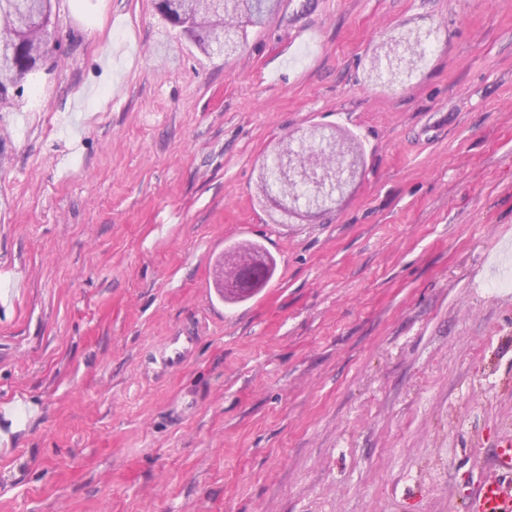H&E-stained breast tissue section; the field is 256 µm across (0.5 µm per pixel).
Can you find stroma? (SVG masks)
<instances>
[{
  "label": "stroma",
  "instance_id": "35a3bbf8",
  "mask_svg": "<svg viewBox=\"0 0 512 512\" xmlns=\"http://www.w3.org/2000/svg\"><path fill=\"white\" fill-rule=\"evenodd\" d=\"M50 47L0 104V512H463L512 441V0H281L228 59L54 0ZM316 128L359 172L292 209L263 166ZM253 242L274 283L212 312ZM197 347L198 336L194 329L175 327L157 349L154 364L160 373L180 371L194 359Z\"/></svg>",
  "mask_w": 512,
  "mask_h": 512
}]
</instances>
